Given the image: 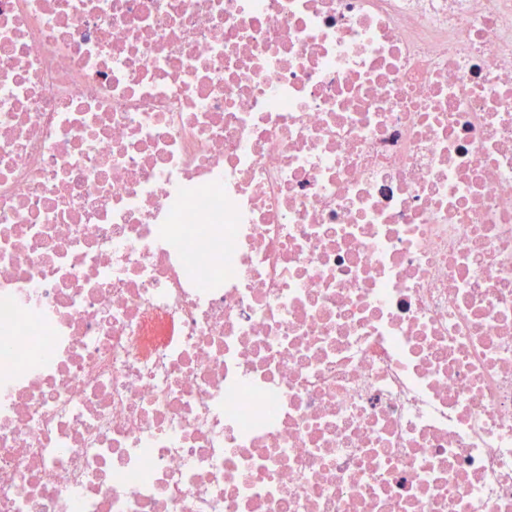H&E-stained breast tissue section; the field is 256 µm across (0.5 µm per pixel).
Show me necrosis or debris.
<instances>
[{
	"mask_svg": "<svg viewBox=\"0 0 512 512\" xmlns=\"http://www.w3.org/2000/svg\"><path fill=\"white\" fill-rule=\"evenodd\" d=\"M0 512H512V0H0Z\"/></svg>",
	"mask_w": 512,
	"mask_h": 512,
	"instance_id": "4bbe7bcc",
	"label": "necrosis or debris"
}]
</instances>
